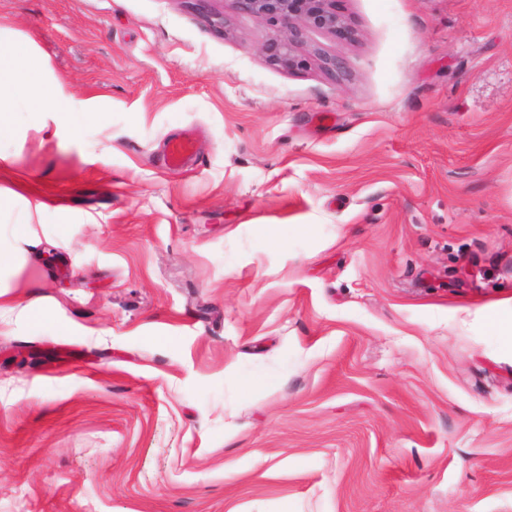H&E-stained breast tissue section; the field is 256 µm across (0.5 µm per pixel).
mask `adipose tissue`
Instances as JSON below:
<instances>
[{
  "mask_svg": "<svg viewBox=\"0 0 512 512\" xmlns=\"http://www.w3.org/2000/svg\"><path fill=\"white\" fill-rule=\"evenodd\" d=\"M8 77L18 80L31 111L69 115V101L56 87L42 80L38 68L30 62L25 46H16L8 52L0 51V80Z\"/></svg>",
  "mask_w": 512,
  "mask_h": 512,
  "instance_id": "1",
  "label": "adipose tissue"
}]
</instances>
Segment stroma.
Here are the masks:
<instances>
[{
	"mask_svg": "<svg viewBox=\"0 0 512 512\" xmlns=\"http://www.w3.org/2000/svg\"><path fill=\"white\" fill-rule=\"evenodd\" d=\"M336 7L0 0V512H512V0ZM232 10L274 27L260 52L273 65L288 69L308 66L311 61L328 75L343 72V62L313 47L301 49L309 31L351 34L345 18L336 11V0H229ZM29 54L23 45L14 47L9 52L0 51V112H1V85L6 77L16 78L20 89L24 93L32 112H58L65 118L73 111L69 101L60 94L58 89L46 84L39 73V69L28 62ZM193 142L187 135L170 139L165 147V161L174 168L187 167L192 160Z\"/></svg>",
	"mask_w": 512,
	"mask_h": 512,
	"instance_id": "obj_1",
	"label": "stroma"
}]
</instances>
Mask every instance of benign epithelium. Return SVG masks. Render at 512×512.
Returning a JSON list of instances; mask_svg holds the SVG:
<instances>
[{"label":"benign epithelium","instance_id":"1","mask_svg":"<svg viewBox=\"0 0 512 512\" xmlns=\"http://www.w3.org/2000/svg\"><path fill=\"white\" fill-rule=\"evenodd\" d=\"M232 10L274 30L261 45L260 52L273 65L298 69L315 62L328 75L343 72V62L314 47L301 49L310 31L348 35L345 18L336 11V0H230Z\"/></svg>","mask_w":512,"mask_h":512}]
</instances>
